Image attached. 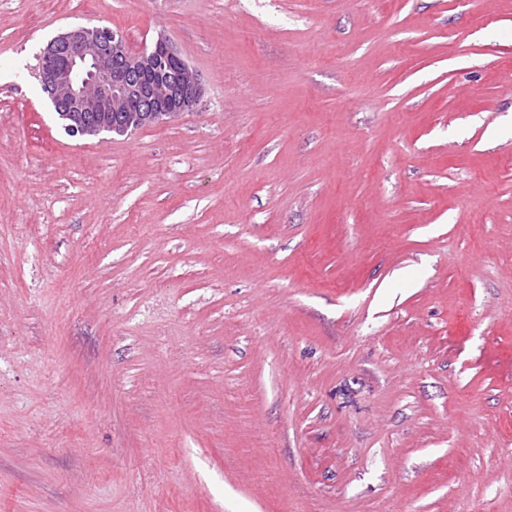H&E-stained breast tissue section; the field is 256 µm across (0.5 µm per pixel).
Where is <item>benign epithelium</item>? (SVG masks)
<instances>
[{
    "mask_svg": "<svg viewBox=\"0 0 512 512\" xmlns=\"http://www.w3.org/2000/svg\"><path fill=\"white\" fill-rule=\"evenodd\" d=\"M170 61L173 76L143 81ZM41 62V91L73 135H128L196 111L204 96L200 74L163 35L134 53L118 29L76 26L47 43Z\"/></svg>",
    "mask_w": 512,
    "mask_h": 512,
    "instance_id": "1",
    "label": "benign epithelium"
}]
</instances>
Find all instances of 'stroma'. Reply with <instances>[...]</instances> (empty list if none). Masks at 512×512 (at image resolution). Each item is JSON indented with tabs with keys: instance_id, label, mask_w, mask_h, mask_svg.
<instances>
[{
	"instance_id": "stroma-1",
	"label": "stroma",
	"mask_w": 512,
	"mask_h": 512,
	"mask_svg": "<svg viewBox=\"0 0 512 512\" xmlns=\"http://www.w3.org/2000/svg\"><path fill=\"white\" fill-rule=\"evenodd\" d=\"M77 25L201 106L68 136ZM0 512H512V0H0Z\"/></svg>"
}]
</instances>
